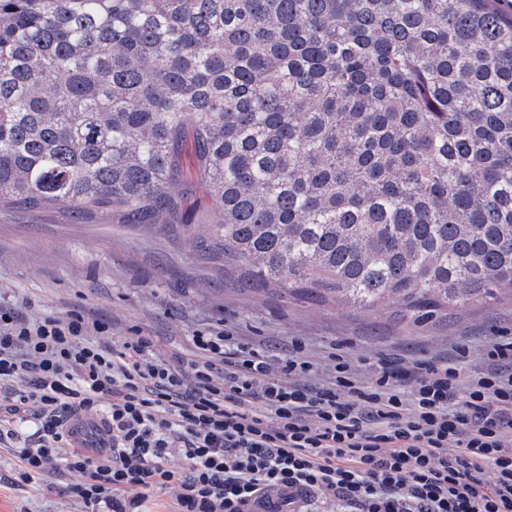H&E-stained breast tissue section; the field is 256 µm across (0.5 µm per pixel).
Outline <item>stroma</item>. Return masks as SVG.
Wrapping results in <instances>:
<instances>
[{"instance_id": "obj_1", "label": "stroma", "mask_w": 512, "mask_h": 512, "mask_svg": "<svg viewBox=\"0 0 512 512\" xmlns=\"http://www.w3.org/2000/svg\"><path fill=\"white\" fill-rule=\"evenodd\" d=\"M0 301L31 312L80 309L111 324L118 336L141 330L164 348L185 353L196 330L222 326L278 355L302 342L328 364L345 352L361 377L378 357L423 360L464 344L461 362L479 365L488 336L512 333V300L475 302L421 325L391 313L317 307L245 287L222 273L187 233L122 224L107 214L75 216L64 208L0 212ZM74 474L54 469L21 482L12 449L0 446V512H83L68 493Z\"/></svg>"}]
</instances>
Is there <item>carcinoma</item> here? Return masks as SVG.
<instances>
[{
	"label": "carcinoma",
	"instance_id": "cac0c4a2",
	"mask_svg": "<svg viewBox=\"0 0 512 512\" xmlns=\"http://www.w3.org/2000/svg\"><path fill=\"white\" fill-rule=\"evenodd\" d=\"M246 286L414 324L512 292L506 0H0V211L194 226Z\"/></svg>",
	"mask_w": 512,
	"mask_h": 512
}]
</instances>
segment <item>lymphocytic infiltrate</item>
<instances>
[{
    "instance_id": "1",
    "label": "lymphocytic infiltrate",
    "mask_w": 512,
    "mask_h": 512,
    "mask_svg": "<svg viewBox=\"0 0 512 512\" xmlns=\"http://www.w3.org/2000/svg\"><path fill=\"white\" fill-rule=\"evenodd\" d=\"M189 342L170 355L75 310L0 304V444L21 479L78 475L85 512H150L169 487L171 512H512V336L470 372L381 358L363 380L333 352L325 383L299 345L274 359L222 328ZM76 416L102 419L111 447H71Z\"/></svg>"
}]
</instances>
